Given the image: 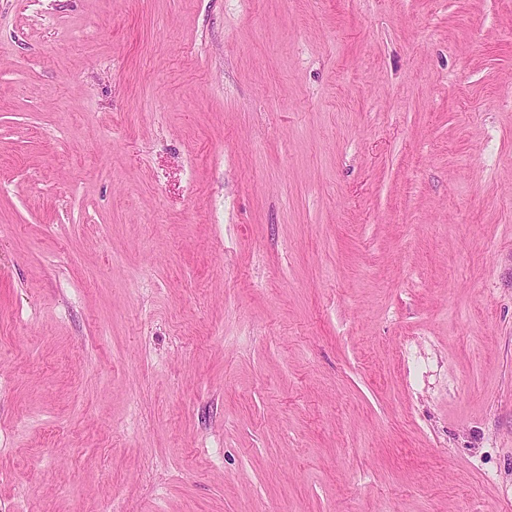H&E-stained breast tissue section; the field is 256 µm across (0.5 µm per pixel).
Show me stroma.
Here are the masks:
<instances>
[{
	"instance_id": "35a3bbf8",
	"label": "stroma",
	"mask_w": 512,
	"mask_h": 512,
	"mask_svg": "<svg viewBox=\"0 0 512 512\" xmlns=\"http://www.w3.org/2000/svg\"><path fill=\"white\" fill-rule=\"evenodd\" d=\"M0 512H512V0H0Z\"/></svg>"
}]
</instances>
